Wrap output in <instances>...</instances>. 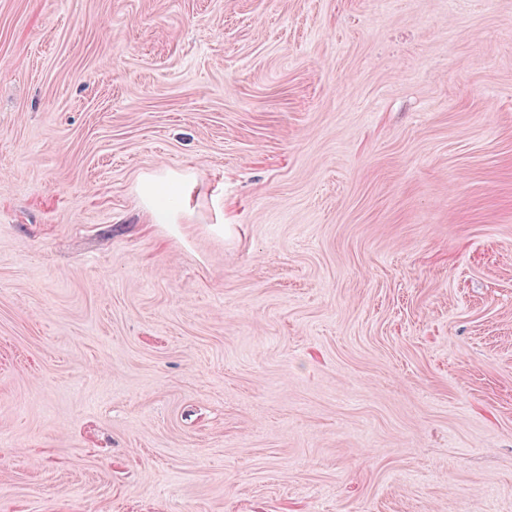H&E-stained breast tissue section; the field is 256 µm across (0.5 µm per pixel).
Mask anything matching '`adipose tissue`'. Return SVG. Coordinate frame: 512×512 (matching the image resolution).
Masks as SVG:
<instances>
[{"instance_id": "obj_1", "label": "adipose tissue", "mask_w": 512, "mask_h": 512, "mask_svg": "<svg viewBox=\"0 0 512 512\" xmlns=\"http://www.w3.org/2000/svg\"><path fill=\"white\" fill-rule=\"evenodd\" d=\"M190 173L160 171L139 183L141 205L153 224H175L190 210Z\"/></svg>"}]
</instances>
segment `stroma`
Listing matches in <instances>:
<instances>
[{
  "mask_svg": "<svg viewBox=\"0 0 512 512\" xmlns=\"http://www.w3.org/2000/svg\"><path fill=\"white\" fill-rule=\"evenodd\" d=\"M0 512H512V0H0ZM190 172L160 171L139 183L140 202L150 223L177 224L190 211Z\"/></svg>",
  "mask_w": 512,
  "mask_h": 512,
  "instance_id": "stroma-1",
  "label": "stroma"
}]
</instances>
